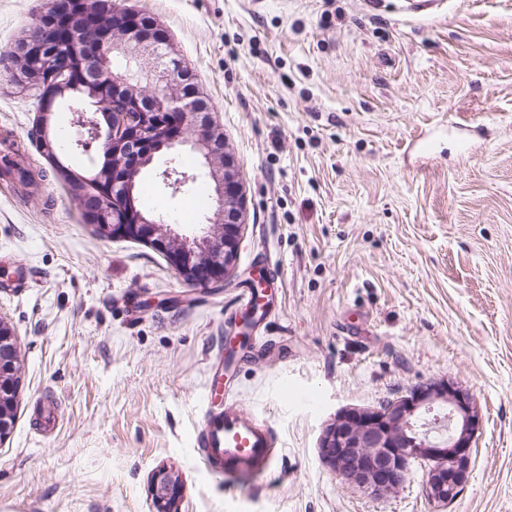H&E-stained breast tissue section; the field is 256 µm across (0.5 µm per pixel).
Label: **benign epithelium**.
<instances>
[{"instance_id": "7a95c632", "label": "benign epithelium", "mask_w": 512, "mask_h": 512, "mask_svg": "<svg viewBox=\"0 0 512 512\" xmlns=\"http://www.w3.org/2000/svg\"><path fill=\"white\" fill-rule=\"evenodd\" d=\"M51 6L60 17V26L41 19L19 40L15 50L19 66L12 70L15 83L34 88L43 75L50 79L71 74L79 79L76 89L97 84L105 74L85 60L109 43L125 62V69L113 72L107 83L119 106L112 114L111 136L95 133V114L75 103L69 105L74 123L88 134L78 147L112 159L106 175H96V180H105L96 206L86 207L82 189L71 190L85 220L103 237L150 245L189 283L229 280L242 240L245 197L235 160L224 147L191 70L172 56L163 29L147 24L136 12L115 6L108 13V27L81 39L82 55H70L61 50V33L66 31L74 38L83 34L90 16L101 12L102 2L51 0ZM53 115L54 105L44 101L34 127L40 152L52 159L56 157L49 135ZM177 146H189L202 157L218 201V209L208 218V234L192 241L138 210L133 200L135 180L145 160ZM159 176L175 193L195 181V176L170 166ZM19 362L14 331L0 318V438L14 422ZM437 406L448 409L447 425L438 430L440 440L433 430L418 432L411 425L413 418ZM481 421L474 398L456 382L442 380L378 407L342 411L323 436L320 453L343 479L378 497L392 493L405 481L410 461L432 460L435 466L427 474V492L446 503L458 495L468 478ZM180 490L177 475L165 468L155 470L150 478L155 512H177Z\"/></svg>"}]
</instances>
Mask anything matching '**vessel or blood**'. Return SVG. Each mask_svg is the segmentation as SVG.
<instances>
[{"label": "vessel or blood", "instance_id": "1", "mask_svg": "<svg viewBox=\"0 0 512 512\" xmlns=\"http://www.w3.org/2000/svg\"><path fill=\"white\" fill-rule=\"evenodd\" d=\"M197 444L213 475L229 486L263 479L275 456L270 428L228 402L205 417Z\"/></svg>", "mask_w": 512, "mask_h": 512}]
</instances>
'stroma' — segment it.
Instances as JSON below:
<instances>
[{
  "label": "stroma",
  "instance_id": "stroma-1",
  "mask_svg": "<svg viewBox=\"0 0 512 512\" xmlns=\"http://www.w3.org/2000/svg\"><path fill=\"white\" fill-rule=\"evenodd\" d=\"M49 0H0V126L29 142L38 106L8 52ZM150 17L209 101L246 197L236 270L192 284L143 243L100 237L63 180H0V317L20 399L0 440V512H512V0H111ZM435 137L425 153L413 146ZM140 177L151 215L200 235L217 204ZM264 274L270 315L242 288ZM250 342L230 379L273 427L263 483L229 489L196 436L231 324ZM454 380L479 405L469 476L446 503L429 462L375 497L319 452L336 416ZM290 383L315 400L296 403ZM181 482L165 468L155 470L150 478V493L155 512H176Z\"/></svg>",
  "mask_w": 512,
  "mask_h": 512
}]
</instances>
